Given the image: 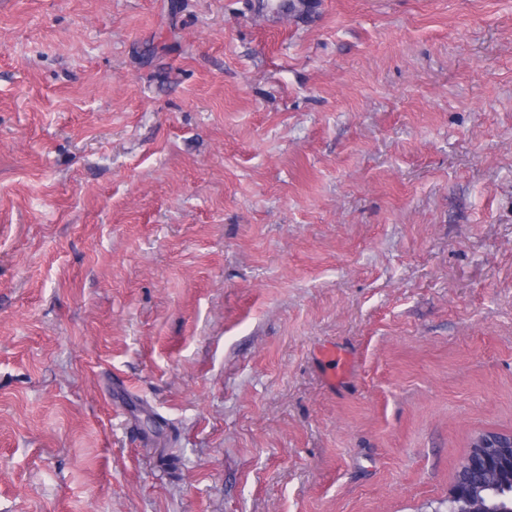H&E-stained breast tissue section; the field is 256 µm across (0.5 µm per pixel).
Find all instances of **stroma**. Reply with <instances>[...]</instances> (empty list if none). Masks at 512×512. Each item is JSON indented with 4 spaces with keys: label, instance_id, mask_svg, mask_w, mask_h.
Instances as JSON below:
<instances>
[{
    "label": "stroma",
    "instance_id": "1",
    "mask_svg": "<svg viewBox=\"0 0 512 512\" xmlns=\"http://www.w3.org/2000/svg\"><path fill=\"white\" fill-rule=\"evenodd\" d=\"M282 2L0 0V512H446L512 431V0ZM481 446L472 448L464 465L459 471L465 472V476L459 481L453 482L448 490V512H474L470 508L471 498L468 492V479L472 474L484 472H499L505 462L502 456L504 449L498 448L491 442H483Z\"/></svg>",
    "mask_w": 512,
    "mask_h": 512
}]
</instances>
